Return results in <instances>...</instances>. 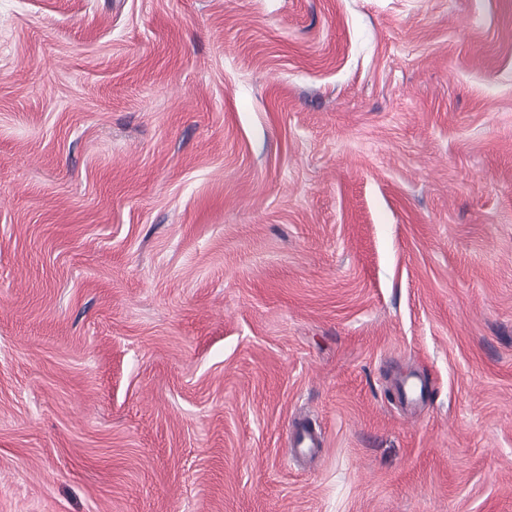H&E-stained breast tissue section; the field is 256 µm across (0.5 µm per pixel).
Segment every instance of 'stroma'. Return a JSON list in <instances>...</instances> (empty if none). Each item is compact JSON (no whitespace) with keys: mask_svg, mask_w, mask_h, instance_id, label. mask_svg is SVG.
Returning a JSON list of instances; mask_svg holds the SVG:
<instances>
[{"mask_svg":"<svg viewBox=\"0 0 512 512\" xmlns=\"http://www.w3.org/2000/svg\"><path fill=\"white\" fill-rule=\"evenodd\" d=\"M0 512H512V0H0Z\"/></svg>","mask_w":512,"mask_h":512,"instance_id":"1","label":"stroma"}]
</instances>
